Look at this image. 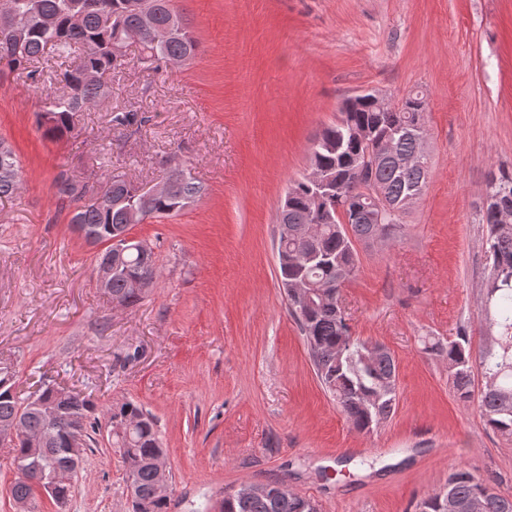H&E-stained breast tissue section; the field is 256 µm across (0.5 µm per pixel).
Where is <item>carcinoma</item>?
Listing matches in <instances>:
<instances>
[{
	"mask_svg": "<svg viewBox=\"0 0 512 512\" xmlns=\"http://www.w3.org/2000/svg\"><path fill=\"white\" fill-rule=\"evenodd\" d=\"M20 16L22 28L15 31L0 21V64L6 63L33 77L40 73L39 63L66 59L71 51L82 49L80 63L61 74L66 91L49 96L38 114L40 126L52 137H63L74 130V117L109 93L108 86L85 78L90 71L99 76L120 69L126 55L112 52L116 31L138 36L140 59L154 64L160 60L172 63L197 53L198 44L183 17L171 7V0H12ZM352 109L342 113L339 121L322 130L313 144L310 162L317 173L329 178L331 190L323 194V206L329 212L341 208L340 217L348 224L323 222L322 211L311 204L317 192L308 178L295 181L288 188L278 208L277 221H286L298 232L288 238L284 254L303 253L308 241L299 235L307 226H321L315 260L304 266L279 264L281 277L306 278L324 291L338 290L355 275L357 263L352 240L369 238L374 229L369 203L361 191L357 169L368 145L350 137L352 126L371 132L372 140L396 136V151L421 156V163L400 167L395 159L382 157L369 175L384 190L389 200L401 202L415 189L424 190L430 177L428 157L422 154L421 141L412 128L425 126L426 101L410 92L387 110L379 109L370 95H356ZM11 167L10 174L0 173V201L12 198L20 186L19 165L14 152L0 142V167ZM347 181V188L336 195V178ZM170 192L153 198L137 195L138 186L119 175L109 176V197L100 202L85 199V190L67 178L56 183L57 193L74 205L71 223L82 224L99 238L111 237L114 230L130 225L129 208L137 210V220L171 215L182 210L203 194V187L186 177L179 165L168 174ZM500 213L494 205L483 211L481 223L488 227L490 273L486 286L483 316L496 341L473 356L468 341L461 337L444 345L434 342L426 350L444 353L448 359V376L458 398H472L473 366H478L486 379L479 409L486 424L494 431L512 437V233L500 232ZM157 274L152 248L134 250L125 256L123 268L112 273L111 298L125 306H134L142 298L131 288L135 277ZM290 314L298 322L306 339L311 358L327 392L347 421L359 432L372 431L394 411L397 401V365L384 354L370 362L362 359L366 342L352 338L345 318L330 301H314L301 306L288 301ZM42 396L56 409L36 408L14 392V381L0 374V422L19 418L29 435L49 434L50 441L39 451L36 462L17 469L19 479L12 487L13 499L34 498L40 479L56 471L72 468L65 451L71 431L79 428L87 441L92 432L110 422H133L135 429L128 442L114 440L125 466L126 479L138 491L136 512H166L167 502L157 499L151 460L164 454L155 419L141 405L126 401L98 411L96 402L79 393L57 400L55 390L46 388ZM0 447L10 449L12 462L27 453L22 439H0ZM448 487L459 503L482 497L481 512H512V498L488 491V483L467 469L456 467L448 477ZM312 500L298 494L286 497H247L238 493L227 496L221 512H308Z\"/></svg>",
	"mask_w": 512,
	"mask_h": 512,
	"instance_id": "obj_1",
	"label": "carcinoma"
}]
</instances>
